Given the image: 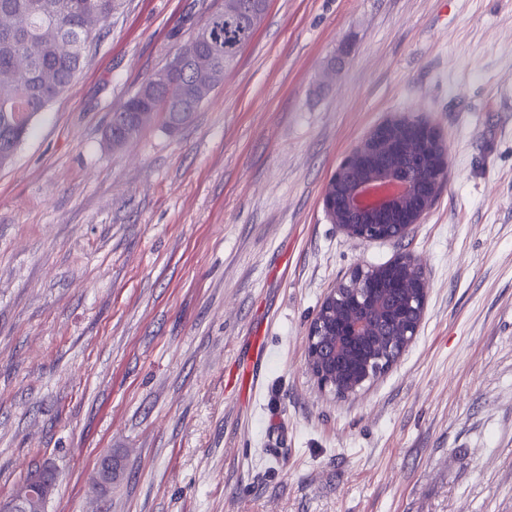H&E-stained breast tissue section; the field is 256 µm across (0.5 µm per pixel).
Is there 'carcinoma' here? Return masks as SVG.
Here are the masks:
<instances>
[{
    "instance_id": "cac0c4a2",
    "label": "carcinoma",
    "mask_w": 512,
    "mask_h": 512,
    "mask_svg": "<svg viewBox=\"0 0 512 512\" xmlns=\"http://www.w3.org/2000/svg\"><path fill=\"white\" fill-rule=\"evenodd\" d=\"M118 0H0V16L11 24L0 26V162L11 161L28 136L33 119L59 95L67 92L86 53L100 39L104 24ZM205 29L221 41L222 55L213 66L224 72V55H236L254 38L256 29L237 16L211 14ZM190 72L174 75L164 94L149 96L142 85L112 117H122L132 132L135 113L149 108L164 113L165 125L186 124L209 96L195 92Z\"/></svg>"
}]
</instances>
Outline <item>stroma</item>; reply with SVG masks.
Wrapping results in <instances>:
<instances>
[{
    "label": "stroma",
    "instance_id": "obj_1",
    "mask_svg": "<svg viewBox=\"0 0 512 512\" xmlns=\"http://www.w3.org/2000/svg\"><path fill=\"white\" fill-rule=\"evenodd\" d=\"M223 7L122 0L0 168V497L51 465L46 512H512V0H269L185 126L112 148V113ZM403 116L447 180L405 239L359 242L325 185ZM402 254L416 338L322 390L326 292ZM256 329L270 364L241 396L224 370ZM113 463L111 454H105L97 465L96 477L92 484V492L103 495L112 485Z\"/></svg>",
    "mask_w": 512,
    "mask_h": 512
}]
</instances>
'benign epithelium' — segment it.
<instances>
[{"label": "benign epithelium", "mask_w": 512, "mask_h": 512, "mask_svg": "<svg viewBox=\"0 0 512 512\" xmlns=\"http://www.w3.org/2000/svg\"><path fill=\"white\" fill-rule=\"evenodd\" d=\"M213 59L212 42L200 29L194 37L193 49L174 56L171 65L153 74L148 91L156 93L166 88L173 73L189 61L195 63L196 84L203 87L213 76ZM411 129L421 144V149L415 152V162L424 169L436 165L438 177L420 178L389 167L357 177L347 192L336 197L324 193L327 213L349 237L361 242L400 239L430 210L441 185V175L448 169L447 155L432 127L413 124ZM384 130L383 126L377 128L356 146L336 169V176L344 175L350 168L361 172L376 166L378 154L401 153L399 144L385 135ZM384 288L405 296L402 306L384 315L386 319L398 315V323L403 326L398 340L384 352L400 355L417 336L426 310L428 284L416 260L404 255L390 264L356 268L348 280L326 293L308 329L307 364L322 389L349 395L377 376L371 357L362 354L358 345L373 343L381 347L384 335L364 313L371 307H380L379 293ZM326 325L336 330V362L332 364H325L319 358V342ZM112 474L109 453L99 460L92 492L103 495L109 491ZM52 489L50 481L36 476L31 482L17 486L9 496L1 497L0 512H38Z\"/></svg>", "instance_id": "7a95c632"}]
</instances>
